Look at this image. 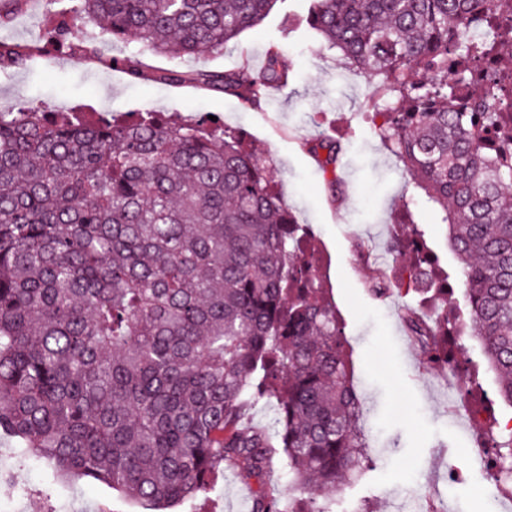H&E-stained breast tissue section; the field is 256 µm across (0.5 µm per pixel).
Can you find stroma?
Segmentation results:
<instances>
[{"instance_id":"stroma-1","label":"stroma","mask_w":512,"mask_h":512,"mask_svg":"<svg viewBox=\"0 0 512 512\" xmlns=\"http://www.w3.org/2000/svg\"><path fill=\"white\" fill-rule=\"evenodd\" d=\"M309 5L310 0H280L258 27L208 61L210 71L244 62L257 71L269 41L287 43L288 86L270 91L255 108L220 91L131 81L56 43L54 36L64 27L79 39L96 36L72 0H21L11 24L0 27V40L42 52L28 64L0 67V112L29 108L128 117L149 109L188 122L209 113L255 142L298 223L314 228L317 244L329 249L326 285L342 318L354 384L365 403L362 425L374 467L358 485L325 492L332 512H359L365 505L372 512H405L411 498L419 500L422 512H487L484 492L496 483L473 460L474 434L450 410L448 374L425 368L404 330L401 311L417 304V295L381 301L369 291L376 272L389 271L394 263L392 226L405 209L450 280H460V263L445 225L370 118L373 83L346 70L338 52L302 37L298 24ZM323 134L339 138L344 149L335 191L304 148ZM355 238L377 257L376 268L354 261ZM0 466L27 485L20 495L0 483V512H145L84 479L61 481L56 493H47V465L20 455L8 438L0 439ZM452 469L463 475L453 485L447 481ZM253 493V486L227 468L215 475L205 496L179 505L177 512H249Z\"/></svg>"}]
</instances>
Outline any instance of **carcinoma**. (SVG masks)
<instances>
[{
	"mask_svg": "<svg viewBox=\"0 0 512 512\" xmlns=\"http://www.w3.org/2000/svg\"><path fill=\"white\" fill-rule=\"evenodd\" d=\"M115 42L141 49L104 59L145 77L141 56L205 61L263 22L278 0H76ZM475 0H311L322 47L378 80V130L427 201L441 212L462 265L469 319L512 408V0H488L487 38L448 41ZM457 58L448 75V53ZM27 46L0 41V65ZM502 61L476 94L475 65ZM157 78L218 84L258 105L286 88L288 47L267 45L262 71L218 75L170 69ZM336 173L340 144L305 143ZM243 136L219 125L88 121L59 112H0V437L58 479L88 478L168 512L209 491L232 468L258 485L250 512H331L336 490L373 460L351 375L342 319L316 279L313 250ZM423 272L408 331L422 363L448 368L455 289L437 264ZM276 408L272 429L247 424L255 404ZM286 460L306 494L265 486ZM492 476L512 490V430L494 441Z\"/></svg>",
	"mask_w": 512,
	"mask_h": 512,
	"instance_id": "obj_1",
	"label": "carcinoma"
}]
</instances>
